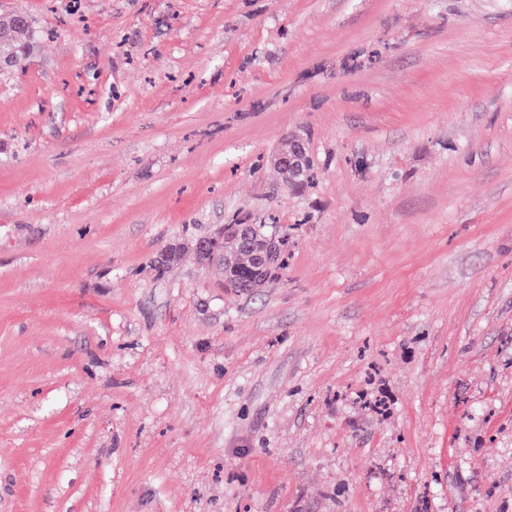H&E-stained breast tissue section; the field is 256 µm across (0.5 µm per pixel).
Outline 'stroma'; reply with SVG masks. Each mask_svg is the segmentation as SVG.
Returning <instances> with one entry per match:
<instances>
[{
  "label": "stroma",
  "mask_w": 512,
  "mask_h": 512,
  "mask_svg": "<svg viewBox=\"0 0 512 512\" xmlns=\"http://www.w3.org/2000/svg\"><path fill=\"white\" fill-rule=\"evenodd\" d=\"M16 15L0 512H512V0ZM227 224L285 268L225 288ZM287 143V148L276 151L274 162L290 171L295 178H300L309 161L306 143L299 137L292 138Z\"/></svg>",
  "instance_id": "stroma-1"
}]
</instances>
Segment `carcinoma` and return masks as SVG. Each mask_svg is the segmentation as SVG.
<instances>
[{"instance_id":"obj_1","label":"carcinoma","mask_w":512,"mask_h":512,"mask_svg":"<svg viewBox=\"0 0 512 512\" xmlns=\"http://www.w3.org/2000/svg\"><path fill=\"white\" fill-rule=\"evenodd\" d=\"M30 50V25L16 19L0 27V63L10 66ZM273 232L267 224H226L224 237L217 242L215 258L224 265V287L236 292L251 291V282L242 274L262 251L266 237Z\"/></svg>"}]
</instances>
